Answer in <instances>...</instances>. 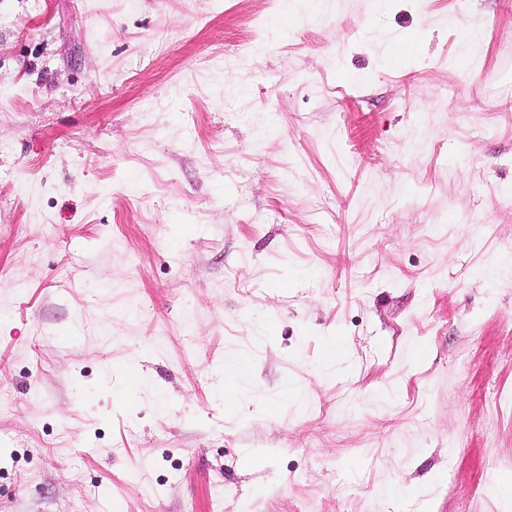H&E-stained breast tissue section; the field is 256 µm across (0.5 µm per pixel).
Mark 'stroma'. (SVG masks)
I'll list each match as a JSON object with an SVG mask.
<instances>
[{"mask_svg": "<svg viewBox=\"0 0 512 512\" xmlns=\"http://www.w3.org/2000/svg\"><path fill=\"white\" fill-rule=\"evenodd\" d=\"M509 252L512 0H0V512H502ZM248 362L243 356L232 354L225 358L224 361V382L225 386L221 388V391L227 392L229 385L232 386L231 395L237 397L241 394L239 381L245 375Z\"/></svg>", "mask_w": 512, "mask_h": 512, "instance_id": "stroma-1", "label": "stroma"}]
</instances>
